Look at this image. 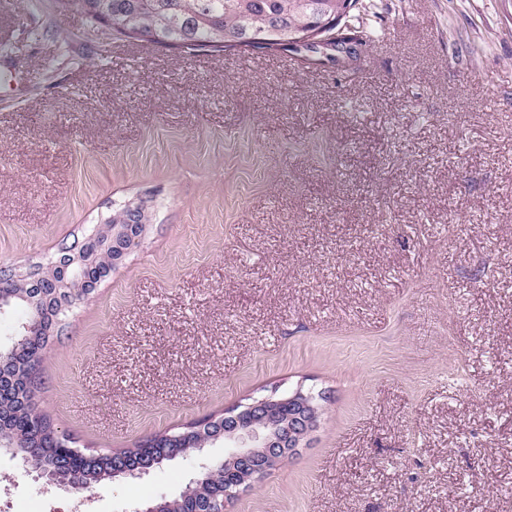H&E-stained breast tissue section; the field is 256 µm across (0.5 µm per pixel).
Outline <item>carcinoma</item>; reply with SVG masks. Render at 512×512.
<instances>
[{
    "mask_svg": "<svg viewBox=\"0 0 512 512\" xmlns=\"http://www.w3.org/2000/svg\"><path fill=\"white\" fill-rule=\"evenodd\" d=\"M360 0H57L62 14H79L93 25L103 26L114 40L149 37L178 52L245 53L255 49L296 53L308 46L306 37L345 13L341 25L350 36L354 65L362 61L366 41L351 27ZM49 339L21 345L22 354L11 370L0 374V435L21 452L35 449L39 464L56 471L59 480L88 490L112 478V456L83 454L58 465L68 449L58 446L63 435L45 415L31 420L36 410L37 368ZM196 445L155 435L133 449L122 451L135 458L180 455ZM224 469L214 471L206 491L223 498Z\"/></svg>",
    "mask_w": 512,
    "mask_h": 512,
    "instance_id": "cac0c4a2",
    "label": "carcinoma"
}]
</instances>
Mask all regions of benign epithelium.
I'll return each mask as SVG.
<instances>
[{
  "mask_svg": "<svg viewBox=\"0 0 512 512\" xmlns=\"http://www.w3.org/2000/svg\"><path fill=\"white\" fill-rule=\"evenodd\" d=\"M147 225L130 221L126 224H103L83 242L61 250L63 257L51 266L53 273H29L25 284L36 289L28 319L21 326L20 341L40 336L44 330V304L55 301L70 308L89 296V273L100 266V259L112 255V265L124 260L138 245ZM314 397L298 389L288 395L270 396L242 407L224 411L221 417L207 420V427H194L179 438L209 433L208 440L224 439V460L219 466L236 474L233 492L250 486L270 467L296 454L298 448L317 426ZM159 459L142 457L135 461L112 460V477H136L146 473Z\"/></svg>",
  "mask_w": 512,
  "mask_h": 512,
  "instance_id": "7a95c632",
  "label": "benign epithelium"
}]
</instances>
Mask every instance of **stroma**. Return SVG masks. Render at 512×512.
<instances>
[{"label": "stroma", "instance_id": "stroma-1", "mask_svg": "<svg viewBox=\"0 0 512 512\" xmlns=\"http://www.w3.org/2000/svg\"><path fill=\"white\" fill-rule=\"evenodd\" d=\"M355 73L287 52L112 41L0 0V266L144 201L140 245L68 317L38 409L120 452L271 394H323L224 512H512V0H363ZM224 444L96 484L177 497ZM0 448V512H72Z\"/></svg>", "mask_w": 512, "mask_h": 512}]
</instances>
